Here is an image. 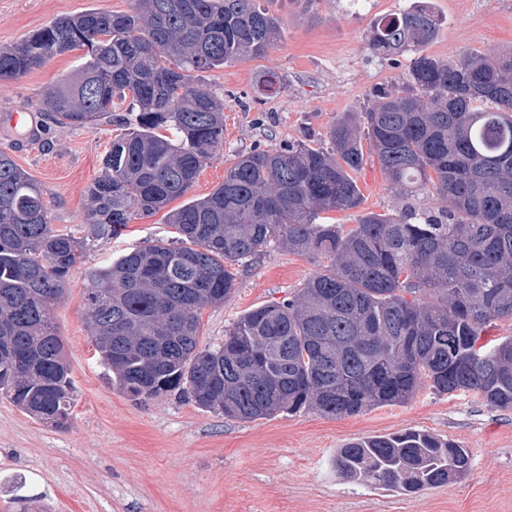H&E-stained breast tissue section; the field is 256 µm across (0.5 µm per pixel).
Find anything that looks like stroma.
Masks as SVG:
<instances>
[{
	"instance_id": "35a3bbf8",
	"label": "stroma",
	"mask_w": 512,
	"mask_h": 512,
	"mask_svg": "<svg viewBox=\"0 0 512 512\" xmlns=\"http://www.w3.org/2000/svg\"><path fill=\"white\" fill-rule=\"evenodd\" d=\"M442 19L426 55L512 47V0H430ZM411 0H271L280 40L263 55L207 72L202 87L224 101V149L202 169L188 199L218 188L238 152L288 141L326 143L330 127L368 105L372 88L399 81L408 56L378 58L368 49L374 20ZM131 0H0V44L23 40L56 17L89 10L127 13ZM76 49L25 77L0 81V150L41 186L54 230L82 236L87 188L120 134L114 121L94 129L40 120L38 139L14 126L44 91L74 73ZM281 80L276 96L259 98L263 73ZM362 210L394 213L403 201L376 158L355 174ZM165 211L134 217L122 235L95 242L67 277L50 317L65 345L76 406L60 429L17 408L0 393V512H512V409L471 393L440 395L422 383L404 404L341 418L316 411L279 413L244 422L163 395L135 402L114 389L84 319L91 271L149 243L169 241ZM318 268L309 257L268 247L239 274L224 304L200 315V341L213 345L250 309L293 297ZM405 430L470 449L472 468L451 484L414 494L347 480L336 473L337 448L359 438Z\"/></svg>"
}]
</instances>
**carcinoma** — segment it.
I'll return each instance as SVG.
<instances>
[{
    "label": "carcinoma",
    "mask_w": 512,
    "mask_h": 512,
    "mask_svg": "<svg viewBox=\"0 0 512 512\" xmlns=\"http://www.w3.org/2000/svg\"><path fill=\"white\" fill-rule=\"evenodd\" d=\"M440 25L418 0L374 21L370 51L410 53V65L358 117L337 120L329 146L237 153L217 189L168 216L173 242L90 274L85 317L113 387L134 401L179 393L239 421L356 415L408 401L424 379L512 409V336L479 343L489 323L512 319V51L420 53ZM280 37L260 0H136L128 14L61 16L0 45V80L86 50L40 100L57 123L92 128L128 98L133 115L88 187L82 238L51 228L40 185L0 150V392L21 410L57 428L71 419V370L50 318L66 277L95 242L191 190L224 146V101L198 80ZM364 140L407 204L347 229L320 223L361 208ZM435 196L448 203L438 214L421 205ZM271 245L326 263L288 302L255 307L223 342L201 345V311L224 303L239 268ZM332 465L412 494L466 475L472 456L407 430L348 443Z\"/></svg>",
    "instance_id": "obj_1"
}]
</instances>
